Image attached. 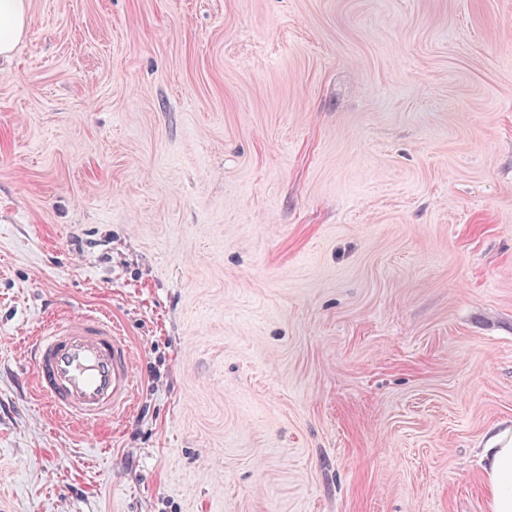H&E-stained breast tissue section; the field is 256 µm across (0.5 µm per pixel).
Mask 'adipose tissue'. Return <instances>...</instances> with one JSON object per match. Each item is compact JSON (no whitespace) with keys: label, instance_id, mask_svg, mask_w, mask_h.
Here are the masks:
<instances>
[{"label":"adipose tissue","instance_id":"obj_1","mask_svg":"<svg viewBox=\"0 0 512 512\" xmlns=\"http://www.w3.org/2000/svg\"><path fill=\"white\" fill-rule=\"evenodd\" d=\"M28 0H0V57L10 56L24 37ZM488 512H512V429L495 434L484 453Z\"/></svg>","mask_w":512,"mask_h":512}]
</instances>
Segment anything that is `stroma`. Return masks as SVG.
<instances>
[{
	"label": "stroma",
	"instance_id": "stroma-1",
	"mask_svg": "<svg viewBox=\"0 0 512 512\" xmlns=\"http://www.w3.org/2000/svg\"><path fill=\"white\" fill-rule=\"evenodd\" d=\"M0 59V512H487L512 425V0H28ZM132 343L98 427L31 386ZM34 382L60 415L95 426L125 412L135 391V361L112 317L64 315L31 345ZM484 451L488 512H512V426L495 434Z\"/></svg>",
	"mask_w": 512,
	"mask_h": 512
}]
</instances>
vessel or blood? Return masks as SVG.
<instances>
[{
  "instance_id": "obj_1",
  "label": "vessel or blood",
  "mask_w": 512,
  "mask_h": 512,
  "mask_svg": "<svg viewBox=\"0 0 512 512\" xmlns=\"http://www.w3.org/2000/svg\"><path fill=\"white\" fill-rule=\"evenodd\" d=\"M38 391L66 419L95 426L125 412L135 391V361L111 317L64 315L31 345Z\"/></svg>"
}]
</instances>
